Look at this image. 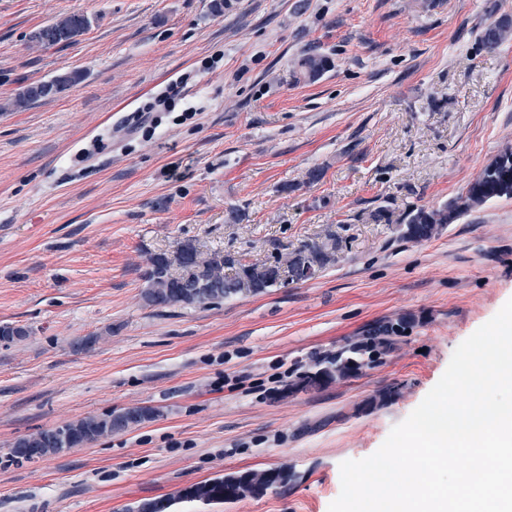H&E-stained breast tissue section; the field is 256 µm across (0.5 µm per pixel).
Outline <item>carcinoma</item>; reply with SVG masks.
Listing matches in <instances>:
<instances>
[{"label": "carcinoma", "instance_id": "carcinoma-1", "mask_svg": "<svg viewBox=\"0 0 512 512\" xmlns=\"http://www.w3.org/2000/svg\"><path fill=\"white\" fill-rule=\"evenodd\" d=\"M90 21L79 14L64 15L39 28L32 34V41L42 47L67 46L89 28ZM512 40V17L504 16L490 23L481 33L484 49L493 51L504 42ZM330 67V60L312 49L298 64V74L313 79ZM81 80L77 71L64 73L50 81L30 84L19 90L5 109L23 111L32 104L54 97L68 90ZM512 198V147L500 151L469 184L466 192L439 208L417 207L405 217L403 236L409 240L431 238L444 224H451L462 215L496 198ZM336 260V239L330 235L322 243H308L289 256L272 262L246 264L230 254L214 252L205 254L195 245L181 246L176 255L153 253L146 259L141 274L144 282L142 297L150 307H189L195 304L222 302L234 296L259 295L288 282V279L310 278L316 271ZM405 331L400 321L377 322L363 331V337L342 346L333 356L319 358L314 371L301 377L303 387L319 386L324 382L350 376L362 367H370L379 359V353L390 346L392 337ZM157 411L150 407L128 408L121 412L91 415L61 425L41 429L18 439L12 446L8 461L19 463L16 453L22 443H37L55 435L72 440L67 448L84 443L86 438L95 441L109 437L114 432L128 429L131 424L141 425L154 420ZM287 476L280 471H251L211 478L184 489L178 498L204 504L232 503L247 495L263 494Z\"/></svg>", "mask_w": 512, "mask_h": 512}]
</instances>
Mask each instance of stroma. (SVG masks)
I'll list each match as a JSON object with an SVG mask.
<instances>
[{"label":"stroma","mask_w":512,"mask_h":512,"mask_svg":"<svg viewBox=\"0 0 512 512\" xmlns=\"http://www.w3.org/2000/svg\"><path fill=\"white\" fill-rule=\"evenodd\" d=\"M0 0V512H328L340 465L372 455L512 299V199L422 241L410 208L464 193L512 146V41L483 28L512 0ZM65 14L76 43L32 47ZM331 60L295 81L309 47ZM82 80L22 112L5 105L66 71ZM181 107L152 137L135 111L181 75ZM104 141L103 152L82 159ZM323 175L310 182L309 173ZM249 219L229 224V208ZM336 235L302 281L218 304L157 309L146 257L194 244L268 262ZM409 318L379 364L298 387L315 358L368 325ZM288 379L267 384L281 367ZM160 415L35 463L18 438L88 415ZM287 480L232 503L180 490L244 471Z\"/></svg>","instance_id":"1"}]
</instances>
